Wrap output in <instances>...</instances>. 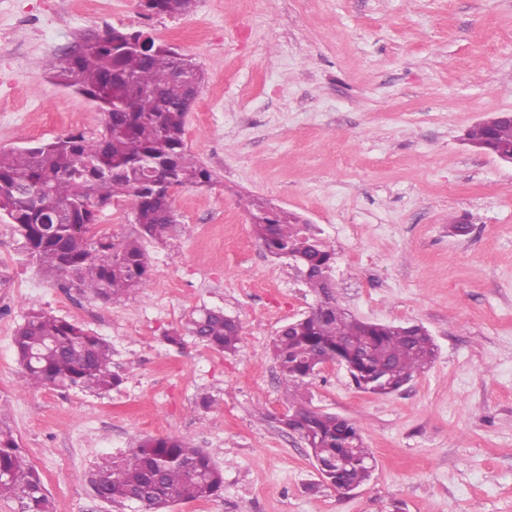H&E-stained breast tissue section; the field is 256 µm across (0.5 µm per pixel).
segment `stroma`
Returning a JSON list of instances; mask_svg holds the SVG:
<instances>
[{
  "mask_svg": "<svg viewBox=\"0 0 512 512\" xmlns=\"http://www.w3.org/2000/svg\"><path fill=\"white\" fill-rule=\"evenodd\" d=\"M110 26L200 66L185 143L213 181L172 191L182 232L148 243L149 287L117 302L38 273L0 218V421L53 512H113L83 475L145 436L187 440L224 472L216 496L170 512H512V165L460 141L512 111V0H196L175 18L138 0H0V150L100 134L103 113L44 61ZM261 207L322 230L350 313L423 325L437 346L389 395L334 364L310 380L312 407L356 422L375 458L347 497L279 422L288 393L268 347L316 298L257 239ZM203 307L239 322L236 352L167 343ZM33 308L107 339L122 384L26 385L11 336Z\"/></svg>",
  "mask_w": 512,
  "mask_h": 512,
  "instance_id": "obj_1",
  "label": "stroma"
}]
</instances>
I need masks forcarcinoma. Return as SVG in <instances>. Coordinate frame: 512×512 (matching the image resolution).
<instances>
[{
  "label": "carcinoma",
  "mask_w": 512,
  "mask_h": 512,
  "mask_svg": "<svg viewBox=\"0 0 512 512\" xmlns=\"http://www.w3.org/2000/svg\"><path fill=\"white\" fill-rule=\"evenodd\" d=\"M151 15L191 13L195 0H139ZM141 31L109 27L84 33L48 57L60 85L104 113L95 138L70 133L32 147L0 151V215L18 235V249L36 269L103 301L149 286V242L177 231L170 203L155 195L156 177L170 185L204 186L212 173L185 145L187 87L177 68L203 79L200 66ZM469 146L496 156L512 148V122L495 117L464 134ZM119 197L131 201L135 232L116 239L95 229L97 209ZM265 249L311 269L308 287L319 296L312 311L283 326L269 350L288 387L283 426L307 442L321 477L341 495L367 481L374 456L356 423L311 407L299 389L318 369L339 363L356 386L377 395L399 391L435 359L432 337L412 326L364 321L348 314L332 294L328 273L335 250L293 213L274 210L254 225ZM185 331L208 347L233 352L239 323L213 309L191 317ZM17 362L32 387L77 388L93 393L121 382L112 372V346L103 337L43 310H30L12 336ZM92 492L117 512L138 503L142 512H168L180 500H208L224 487L210 453L176 437H146L128 452L102 459L86 475ZM18 512H52L39 473L21 454L11 431L0 428V499Z\"/></svg>",
  "instance_id": "carcinoma-1"
}]
</instances>
